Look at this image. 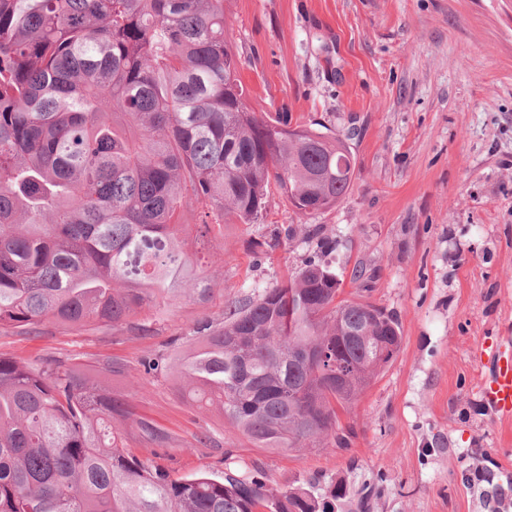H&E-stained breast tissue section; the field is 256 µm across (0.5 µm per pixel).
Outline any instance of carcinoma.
<instances>
[{
	"instance_id": "carcinoma-1",
	"label": "carcinoma",
	"mask_w": 512,
	"mask_h": 512,
	"mask_svg": "<svg viewBox=\"0 0 512 512\" xmlns=\"http://www.w3.org/2000/svg\"><path fill=\"white\" fill-rule=\"evenodd\" d=\"M227 38L224 0H0V329L118 325L210 288L184 250L185 207L253 224L271 191L301 214L336 207L356 179L347 138L257 112ZM345 296L322 260L194 327L175 372L259 448L345 442L400 325ZM326 348L354 369L338 376ZM170 434L77 367L0 356V512H334L262 471L173 478L131 455Z\"/></svg>"
}]
</instances>
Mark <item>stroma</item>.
I'll return each instance as SVG.
<instances>
[{"label": "stroma", "mask_w": 512, "mask_h": 512, "mask_svg": "<svg viewBox=\"0 0 512 512\" xmlns=\"http://www.w3.org/2000/svg\"><path fill=\"white\" fill-rule=\"evenodd\" d=\"M226 12L252 106L348 136L350 193L306 216L273 193L262 221L225 225L210 247L217 262L199 271L208 299L187 293L115 327L4 329L0 355L83 366L172 435L156 454L124 425L132 454L175 477L257 465L274 487L344 489L335 512H359L367 487L370 512H491V487H512V420L492 412L478 376L512 334V0H228ZM305 223L335 241L328 262L346 291L393 314L403 340L350 417L348 446L284 453L197 409L172 365L225 298L273 287L319 256ZM271 238L279 247L261 251ZM360 265L367 276L352 281ZM107 358L121 371L100 374ZM149 358L163 371L145 374ZM203 432L212 446L196 444ZM478 462L491 483L469 482Z\"/></svg>", "instance_id": "stroma-1"}]
</instances>
